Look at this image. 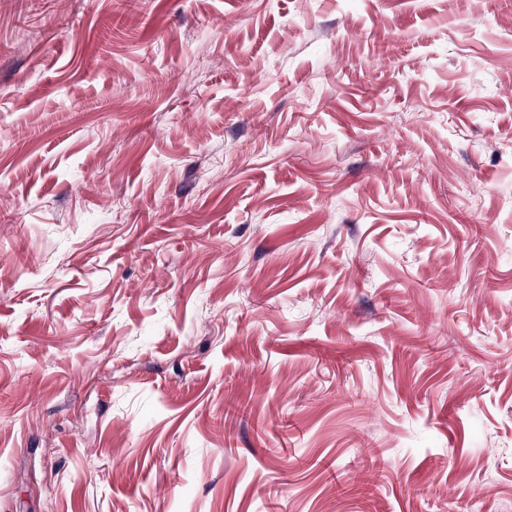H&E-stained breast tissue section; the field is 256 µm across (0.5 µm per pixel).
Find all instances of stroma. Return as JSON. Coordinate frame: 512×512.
Wrapping results in <instances>:
<instances>
[{
	"label": "stroma",
	"instance_id": "35a3bbf8",
	"mask_svg": "<svg viewBox=\"0 0 512 512\" xmlns=\"http://www.w3.org/2000/svg\"><path fill=\"white\" fill-rule=\"evenodd\" d=\"M512 0H0V512H512Z\"/></svg>",
	"mask_w": 512,
	"mask_h": 512
}]
</instances>
